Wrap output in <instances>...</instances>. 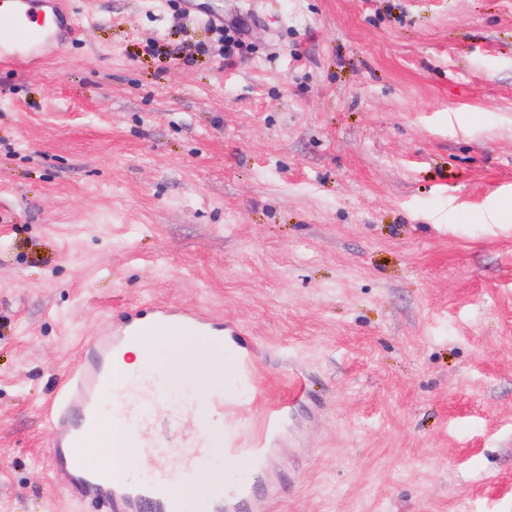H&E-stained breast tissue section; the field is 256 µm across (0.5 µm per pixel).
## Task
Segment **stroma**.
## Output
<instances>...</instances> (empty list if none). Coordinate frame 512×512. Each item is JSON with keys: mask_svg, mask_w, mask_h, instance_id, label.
<instances>
[{"mask_svg": "<svg viewBox=\"0 0 512 512\" xmlns=\"http://www.w3.org/2000/svg\"><path fill=\"white\" fill-rule=\"evenodd\" d=\"M71 5L72 43L0 68V512H104L45 409L151 302L245 329L261 398L206 431L172 392L128 480L243 478L239 512H512V0ZM296 376L237 472L226 429ZM307 394L306 385L296 384L288 394V401H278L265 407L260 423L259 431L253 435L246 443L238 444L235 434L231 433L228 439L232 442L236 450L235 462H244L250 470L258 458L264 457L266 452V439L273 434L281 424L287 404L292 406L301 401Z\"/></svg>", "mask_w": 512, "mask_h": 512, "instance_id": "35a3bbf8", "label": "stroma"}]
</instances>
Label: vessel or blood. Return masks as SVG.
<instances>
[{
    "mask_svg": "<svg viewBox=\"0 0 512 512\" xmlns=\"http://www.w3.org/2000/svg\"><path fill=\"white\" fill-rule=\"evenodd\" d=\"M75 30L66 0H0V66L20 70L40 66L47 47L69 41ZM160 327L225 341V412H233L256 393L249 341L238 331L225 330L222 323L203 312L158 303L150 315H141L132 307L123 310L117 321L105 324L87 340L85 360L63 374L48 415L56 432L54 457L64 467L71 492L85 501L105 502L108 512H185L182 494L166 491L161 481L132 484L111 480L89 470L80 457L66 453L99 425L104 399L123 407V396L113 390L108 373L114 353L130 341H147ZM305 395L306 386L299 383L290 390L287 401L266 406L258 432L238 446L237 460L251 467L264 457L266 439L277 430L288 404L301 401ZM251 497L249 483L239 481L231 484L225 495L215 496L211 512H232Z\"/></svg>",
    "mask_w": 512,
    "mask_h": 512,
    "instance_id": "1",
    "label": "vessel or blood"
}]
</instances>
